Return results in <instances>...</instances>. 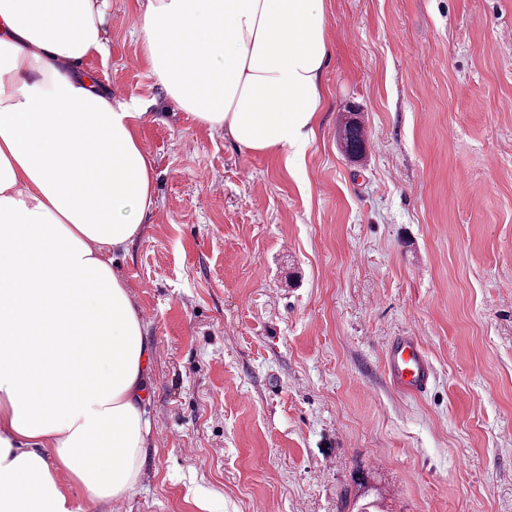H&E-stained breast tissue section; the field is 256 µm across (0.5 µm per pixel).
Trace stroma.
Here are the masks:
<instances>
[{"mask_svg":"<svg viewBox=\"0 0 512 512\" xmlns=\"http://www.w3.org/2000/svg\"><path fill=\"white\" fill-rule=\"evenodd\" d=\"M326 101L304 158L174 109L112 0L88 61L155 176L116 253L153 350L135 491L79 512H512V0H325ZM358 113L361 158L337 140ZM412 331L436 380L387 382Z\"/></svg>","mask_w":512,"mask_h":512,"instance_id":"stroma-1","label":"stroma"}]
</instances>
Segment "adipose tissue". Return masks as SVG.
<instances>
[{"label": "adipose tissue", "mask_w": 512, "mask_h": 512, "mask_svg": "<svg viewBox=\"0 0 512 512\" xmlns=\"http://www.w3.org/2000/svg\"><path fill=\"white\" fill-rule=\"evenodd\" d=\"M151 76L239 148L301 159L323 110L324 0H136ZM109 0H0V512L129 496L151 422L152 349L113 252L154 174L145 115L100 90Z\"/></svg>", "instance_id": "obj_1"}]
</instances>
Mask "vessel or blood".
Listing matches in <instances>:
<instances>
[{
    "label": "vessel or blood",
    "instance_id": "b4317fda",
    "mask_svg": "<svg viewBox=\"0 0 512 512\" xmlns=\"http://www.w3.org/2000/svg\"><path fill=\"white\" fill-rule=\"evenodd\" d=\"M383 355L386 376L396 390L419 396L430 389L434 380V366L419 336L406 332L390 337Z\"/></svg>",
    "mask_w": 512,
    "mask_h": 512
}]
</instances>
